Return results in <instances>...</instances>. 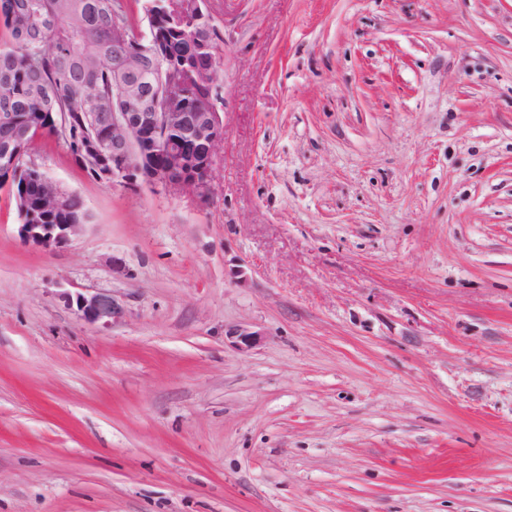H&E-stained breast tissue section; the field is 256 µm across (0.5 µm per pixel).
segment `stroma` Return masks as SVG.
<instances>
[{
    "mask_svg": "<svg viewBox=\"0 0 512 512\" xmlns=\"http://www.w3.org/2000/svg\"><path fill=\"white\" fill-rule=\"evenodd\" d=\"M205 7L208 201L39 138L41 249L0 188V512H512V0ZM63 298L69 306L76 304L77 311L88 322L94 323L105 319V323L110 322L119 314L118 307L112 300H108L98 294L78 292L73 297L70 293H65Z\"/></svg>",
    "mask_w": 512,
    "mask_h": 512,
    "instance_id": "35a3bbf8",
    "label": "stroma"
}]
</instances>
